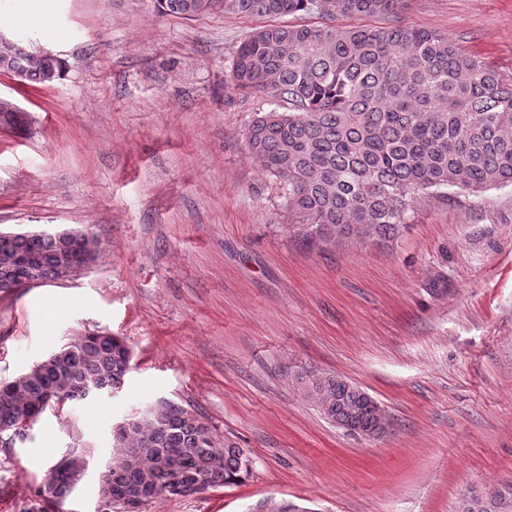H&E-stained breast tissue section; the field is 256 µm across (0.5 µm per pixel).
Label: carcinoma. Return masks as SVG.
Masks as SVG:
<instances>
[{
    "instance_id": "obj_1",
    "label": "carcinoma",
    "mask_w": 512,
    "mask_h": 512,
    "mask_svg": "<svg viewBox=\"0 0 512 512\" xmlns=\"http://www.w3.org/2000/svg\"><path fill=\"white\" fill-rule=\"evenodd\" d=\"M164 14L193 18L220 9L275 17L318 12L325 22L265 25L238 46L231 82L262 93L276 108L259 112L246 132L250 154L283 183L288 209L306 219L291 228L312 242L392 238L417 196L444 189L512 186V75L468 54L445 35L393 21L339 26L338 16H394L401 0H158ZM0 70L49 85L60 59L0 46ZM24 111L0 102V128L24 131ZM67 261L49 237H0V283L18 288L38 276L56 278ZM26 372L0 391V436L48 410L44 396L58 388L70 400L120 390L131 350L117 336L84 333L72 351ZM304 395L330 421L377 439L378 412L367 392L335 375L304 369L295 375ZM136 454V467L110 464L112 499L103 512H126L127 495L143 483V505L166 498L161 488L235 484L251 474L247 449L217 436L195 413L170 402L152 406L118 444ZM45 479L54 500L35 490L38 512H50L73 493L75 473L57 462ZM457 512H512V483L465 495Z\"/></svg>"
}]
</instances>
